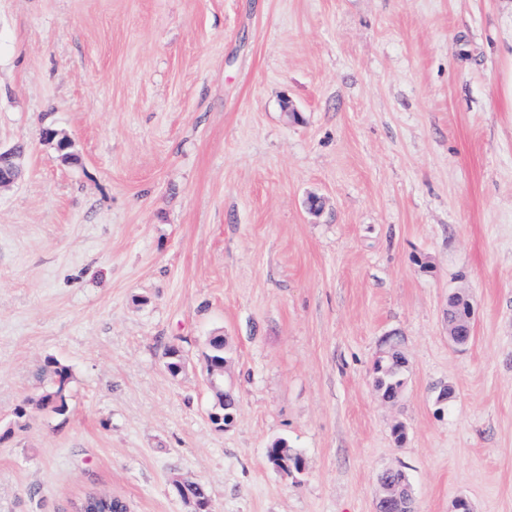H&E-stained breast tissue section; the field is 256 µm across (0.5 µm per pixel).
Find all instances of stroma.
<instances>
[{
  "label": "stroma",
  "instance_id": "stroma-1",
  "mask_svg": "<svg viewBox=\"0 0 512 512\" xmlns=\"http://www.w3.org/2000/svg\"><path fill=\"white\" fill-rule=\"evenodd\" d=\"M0 145V512H512V0H0ZM448 311L455 314V328L448 331L454 344L467 347L473 340L472 305L468 296L453 294L448 298ZM204 358L207 368L213 370L216 377V385L213 387L215 403L212 406L215 415L211 420L217 427L230 425L236 413V397L231 391L223 388L224 368L228 364L224 336L210 337ZM407 360L399 346L385 348L373 367L374 387L385 398H394L404 378ZM55 378L53 384L44 389L37 398V404L41 409L54 415H62L67 409L66 384L70 377L68 367L60 365L56 361L50 362ZM266 454L267 463L274 467L280 466L286 472L291 467L300 469L302 466V456L295 448H289L288 443L283 439L275 440L270 446ZM95 492L84 493L79 499L85 498L92 500L89 503L88 512H128V504L120 497L109 495L105 500H96L93 497ZM78 499V500H79Z\"/></svg>",
  "mask_w": 512,
  "mask_h": 512
}]
</instances>
